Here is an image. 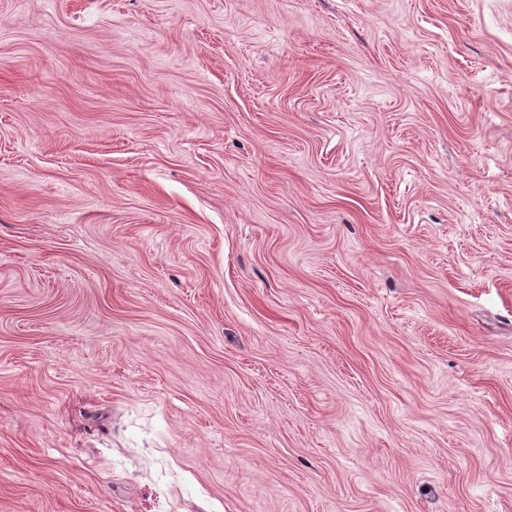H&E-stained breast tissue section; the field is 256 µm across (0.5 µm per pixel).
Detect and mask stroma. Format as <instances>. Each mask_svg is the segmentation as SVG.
I'll return each mask as SVG.
<instances>
[{"mask_svg":"<svg viewBox=\"0 0 512 512\" xmlns=\"http://www.w3.org/2000/svg\"><path fill=\"white\" fill-rule=\"evenodd\" d=\"M0 512H512V0H0Z\"/></svg>","mask_w":512,"mask_h":512,"instance_id":"35a3bbf8","label":"stroma"}]
</instances>
